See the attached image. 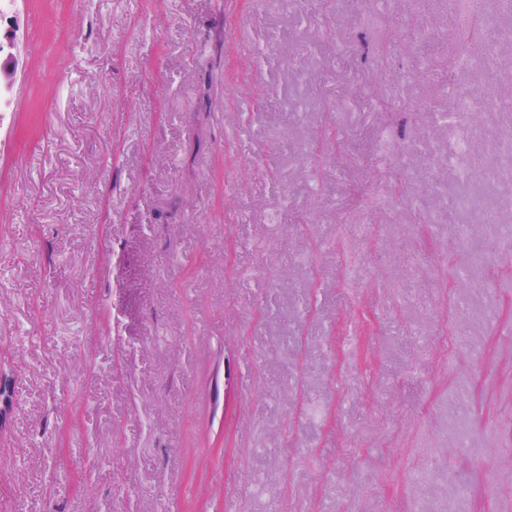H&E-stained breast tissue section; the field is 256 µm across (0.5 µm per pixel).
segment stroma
<instances>
[{
  "label": "stroma",
  "mask_w": 512,
  "mask_h": 512,
  "mask_svg": "<svg viewBox=\"0 0 512 512\" xmlns=\"http://www.w3.org/2000/svg\"><path fill=\"white\" fill-rule=\"evenodd\" d=\"M391 11L0 14V512H512V115ZM407 24L405 27L408 29L402 31L397 27L396 19L393 16H388L387 30L389 33V41L396 38H402L411 41L413 44L419 46L418 57L428 60L435 54L434 43L428 36L424 34L422 27L415 21L410 14L406 18ZM481 96H487L481 91L476 92L474 95L466 96L458 102L457 110L454 113V116L451 117L448 128L451 134L457 140H469L471 138L470 127L463 120L464 116L469 112H477L476 108V100Z\"/></svg>",
  "instance_id": "35a3bbf8"
}]
</instances>
